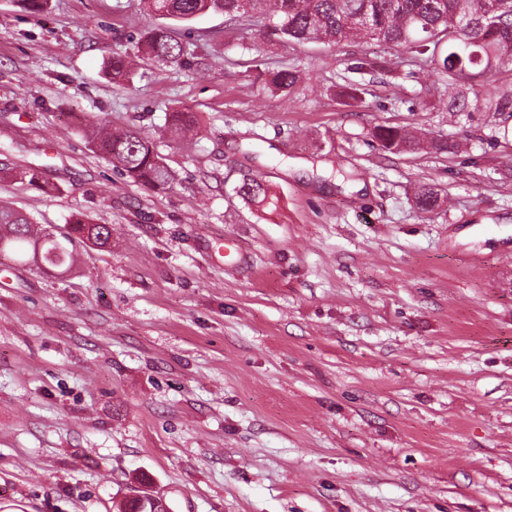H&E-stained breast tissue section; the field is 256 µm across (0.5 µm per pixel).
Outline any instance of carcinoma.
I'll return each instance as SVG.
<instances>
[{
	"mask_svg": "<svg viewBox=\"0 0 512 512\" xmlns=\"http://www.w3.org/2000/svg\"><path fill=\"white\" fill-rule=\"evenodd\" d=\"M148 11L165 19L189 22L208 13L229 17L247 14L271 15L276 22L271 34L287 41L303 43L317 40L334 45L343 40L376 41L411 51L438 62L448 84L459 87L448 105L450 112H470L486 108L488 112L511 113L512 90H498L485 106L467 98V80L490 74L497 64L512 57V0H144ZM150 61L184 62L186 45L173 28L156 25L149 28L137 46ZM133 55L115 52L109 62L114 79L133 73ZM299 75L288 68L271 74L268 83L282 92L290 90ZM171 134L180 138L194 125L184 112L168 116ZM91 143L102 157L122 175L151 189H167L175 179L156 150L151 138L135 127L112 130L110 122L100 118L89 123ZM375 137L390 153H401L412 143L411 137L395 127L376 128ZM237 193L259 203L271 200L268 188L259 178L244 180ZM438 201L437 194L421 187L415 194V206L429 211ZM112 227L74 217L69 232L58 239L39 227L26 213L0 201V252L11 251L17 262L31 264L56 273L68 271L75 262L76 242L105 248L110 244Z\"/></svg>",
	"mask_w": 512,
	"mask_h": 512,
	"instance_id": "obj_1",
	"label": "carcinoma"
}]
</instances>
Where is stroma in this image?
Segmentation results:
<instances>
[{"instance_id":"35a3bbf8","label":"stroma","mask_w":512,"mask_h":512,"mask_svg":"<svg viewBox=\"0 0 512 512\" xmlns=\"http://www.w3.org/2000/svg\"><path fill=\"white\" fill-rule=\"evenodd\" d=\"M151 23L140 0H0V165L56 187L0 201L112 228L62 275L0 253V512H512V116L449 112L409 49L258 15L195 18L188 65L112 79ZM90 116L151 136L170 189L102 159ZM252 177L273 204L238 195ZM375 137L390 153H402L410 146V143H413L411 137L395 127H378L375 130Z\"/></svg>"}]
</instances>
